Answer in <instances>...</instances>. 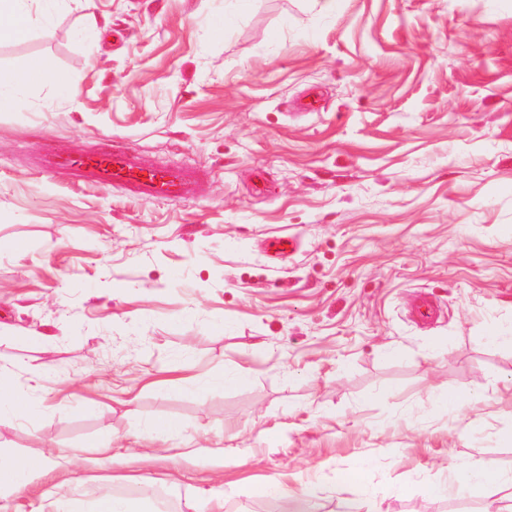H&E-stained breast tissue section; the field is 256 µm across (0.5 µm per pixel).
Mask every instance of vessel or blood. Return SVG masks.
Wrapping results in <instances>:
<instances>
[{
  "label": "vessel or blood",
  "instance_id": "vessel-or-blood-1",
  "mask_svg": "<svg viewBox=\"0 0 512 512\" xmlns=\"http://www.w3.org/2000/svg\"><path fill=\"white\" fill-rule=\"evenodd\" d=\"M62 166L85 181L98 185L120 184L145 198H179L191 193L196 176L188 169L155 167L130 151H109L94 156L72 154L44 158L42 169Z\"/></svg>",
  "mask_w": 512,
  "mask_h": 512
}]
</instances>
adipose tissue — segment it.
I'll list each match as a JSON object with an SVG mask.
<instances>
[{
    "mask_svg": "<svg viewBox=\"0 0 512 512\" xmlns=\"http://www.w3.org/2000/svg\"><path fill=\"white\" fill-rule=\"evenodd\" d=\"M71 466V460L43 452L33 456L0 450V497L19 494L35 475L67 477Z\"/></svg>",
    "mask_w": 512,
    "mask_h": 512,
    "instance_id": "1",
    "label": "adipose tissue"
}]
</instances>
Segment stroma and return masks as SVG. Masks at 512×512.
<instances>
[{
	"label": "stroma",
	"instance_id": "35a3bbf8",
	"mask_svg": "<svg viewBox=\"0 0 512 512\" xmlns=\"http://www.w3.org/2000/svg\"><path fill=\"white\" fill-rule=\"evenodd\" d=\"M23 7L0 72L46 76L0 104V370L33 404L0 446L83 459L111 434V461L59 489L76 505L160 488L203 512L217 479L224 512L274 483L321 512H512V485L448 484L512 473V345L483 340L512 328V0ZM313 88L323 109L295 110ZM115 145L194 170L195 191L41 170ZM273 235L298 239L278 264ZM448 389L475 401L449 414ZM164 419L199 453L152 451ZM451 478L458 490L470 495H482L505 482L501 472L487 470L479 464L454 469Z\"/></svg>",
	"mask_w": 512,
	"mask_h": 512
}]
</instances>
